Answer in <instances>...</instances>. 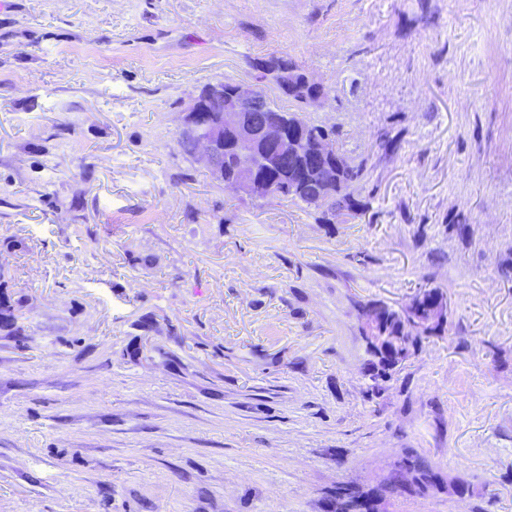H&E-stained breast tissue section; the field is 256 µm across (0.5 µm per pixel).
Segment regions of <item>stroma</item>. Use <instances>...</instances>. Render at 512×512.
I'll list each match as a JSON object with an SVG mask.
<instances>
[{"mask_svg":"<svg viewBox=\"0 0 512 512\" xmlns=\"http://www.w3.org/2000/svg\"><path fill=\"white\" fill-rule=\"evenodd\" d=\"M287 56L365 208L225 189L177 144ZM0 512H512V0H0ZM448 297L372 377L362 308ZM16 302L10 297L3 296L0 299V329L6 330L8 336H14L18 341L25 338L24 329L17 325V317L14 314Z\"/></svg>","mask_w":512,"mask_h":512,"instance_id":"obj_1","label":"stroma"}]
</instances>
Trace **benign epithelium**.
I'll return each mask as SVG.
<instances>
[{"instance_id":"7a95c632","label":"benign epithelium","mask_w":512,"mask_h":512,"mask_svg":"<svg viewBox=\"0 0 512 512\" xmlns=\"http://www.w3.org/2000/svg\"><path fill=\"white\" fill-rule=\"evenodd\" d=\"M231 102L224 104V83L209 85L194 104L183 113L181 130L192 133L196 139L193 158L209 168L224 188L243 193L251 198H267L272 194L273 185L255 176L254 161L263 165L303 164L321 172L322 183L326 184L335 175L334 161L339 154L336 139L325 137L317 142L310 155L303 153L305 140L301 136H290L288 122L279 118L265 124L261 132H256L248 120L247 113L261 109L270 110L267 100L262 98L250 84H239L230 93ZM216 105L218 117L211 121L207 112ZM229 148L240 160L243 172L237 177L224 178V148ZM416 309L407 312L410 318L409 334L387 336L374 316L364 318L362 330L368 347L382 348L390 356V364L397 367L410 355V342L414 338L425 337L435 322L447 321L448 300L436 303L419 297ZM358 488L340 486L336 488V500L354 499L356 512H379L374 499L357 496Z\"/></svg>"}]
</instances>
